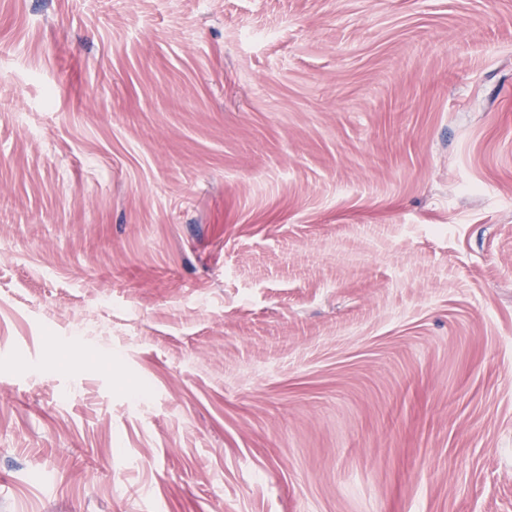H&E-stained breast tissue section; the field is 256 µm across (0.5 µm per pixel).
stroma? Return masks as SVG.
Listing matches in <instances>:
<instances>
[{"instance_id": "35a3bbf8", "label": "stroma", "mask_w": 512, "mask_h": 512, "mask_svg": "<svg viewBox=\"0 0 512 512\" xmlns=\"http://www.w3.org/2000/svg\"><path fill=\"white\" fill-rule=\"evenodd\" d=\"M0 512H512V0H0Z\"/></svg>"}]
</instances>
